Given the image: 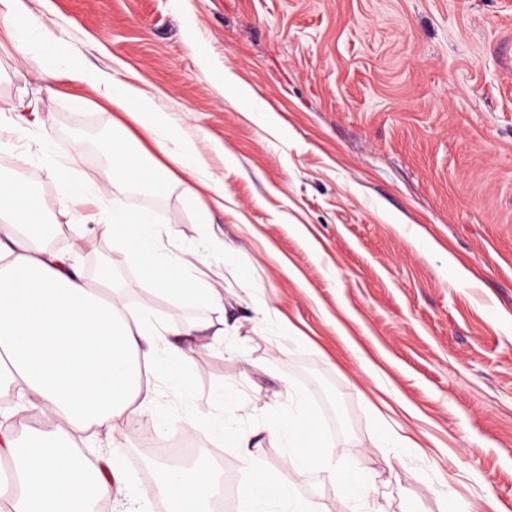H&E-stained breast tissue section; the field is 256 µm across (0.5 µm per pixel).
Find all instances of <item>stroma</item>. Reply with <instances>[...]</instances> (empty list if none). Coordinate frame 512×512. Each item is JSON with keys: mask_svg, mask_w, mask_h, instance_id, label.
<instances>
[{"mask_svg": "<svg viewBox=\"0 0 512 512\" xmlns=\"http://www.w3.org/2000/svg\"><path fill=\"white\" fill-rule=\"evenodd\" d=\"M35 29L151 93L224 187V204L188 202L172 180L125 187L175 247L204 246L203 282L224 305H187L141 279L85 204L49 246L72 252L99 287L135 283L128 301L194 336L190 367L207 406L217 383L246 419L301 381L332 416L336 460L369 479L379 512H451L493 496L512 512V0H32ZM37 54L0 39V170L65 205L52 169L108 184L111 121ZM39 115L18 117L19 101ZM217 233L223 247H207ZM374 365L364 373L361 358ZM256 461L316 512L355 505L323 470L302 469L264 425ZM403 430L420 445L392 449ZM218 449L224 512H236L243 449L218 446L155 413L78 438L118 460L120 512L165 503L132 454L142 435Z\"/></svg>", "mask_w": 512, "mask_h": 512, "instance_id": "35a3bbf8", "label": "stroma"}]
</instances>
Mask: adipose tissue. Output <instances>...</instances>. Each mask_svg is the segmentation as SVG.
<instances>
[{"label":"adipose tissue","instance_id":"1","mask_svg":"<svg viewBox=\"0 0 512 512\" xmlns=\"http://www.w3.org/2000/svg\"><path fill=\"white\" fill-rule=\"evenodd\" d=\"M26 0H0V37L30 42L50 60L64 59L63 78L87 95H97L125 112L130 126L113 124L104 149L112 170L111 186L86 189L65 184L71 203L111 198L98 230L118 243L130 263L154 283L159 293L184 303H219L222 291L204 286L181 255L164 252L161 233L149 213L127 211L112 199V186L147 185L170 171L162 164L145 166L152 151L173 160L178 183L192 203L203 195L223 196L224 189L205 174L202 157L171 137L173 124L154 97L118 72L62 58L58 39L40 32L28 40ZM48 211L29 183L0 174V357L9 366L0 379L17 397L37 408L41 427L18 437L0 432V458L8 459L20 489L0 500V512H92L96 501H111L123 490L118 462L95 466L77 447L74 434L91 428L113 429L147 413L154 391L150 377L164 370L175 394L191 391L188 355L166 328L161 356L143 350L155 327L147 309L130 308L126 289L91 288L66 251L41 246ZM218 477L208 466L164 470L160 493L169 512H211Z\"/></svg>","mask_w":512,"mask_h":512}]
</instances>
